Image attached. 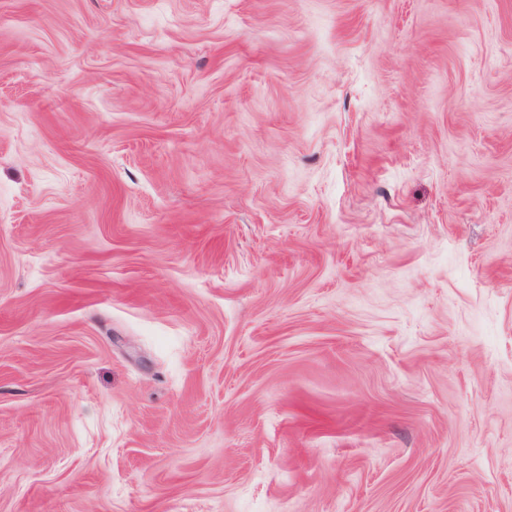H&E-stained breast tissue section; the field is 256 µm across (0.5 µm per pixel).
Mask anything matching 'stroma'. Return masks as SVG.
Listing matches in <instances>:
<instances>
[{
  "instance_id": "1",
  "label": "stroma",
  "mask_w": 512,
  "mask_h": 512,
  "mask_svg": "<svg viewBox=\"0 0 512 512\" xmlns=\"http://www.w3.org/2000/svg\"><path fill=\"white\" fill-rule=\"evenodd\" d=\"M0 512H512V0H0Z\"/></svg>"
}]
</instances>
